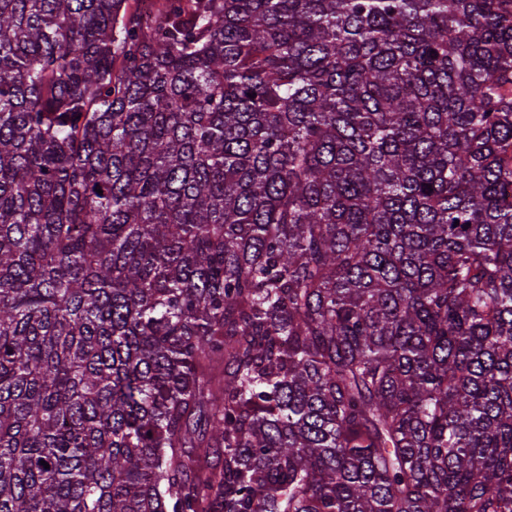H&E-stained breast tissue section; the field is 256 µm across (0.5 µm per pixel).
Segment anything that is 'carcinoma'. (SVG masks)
<instances>
[{
	"mask_svg": "<svg viewBox=\"0 0 512 512\" xmlns=\"http://www.w3.org/2000/svg\"><path fill=\"white\" fill-rule=\"evenodd\" d=\"M125 2L0 0V512H512V0Z\"/></svg>",
	"mask_w": 512,
	"mask_h": 512,
	"instance_id": "carcinoma-1",
	"label": "carcinoma"
}]
</instances>
